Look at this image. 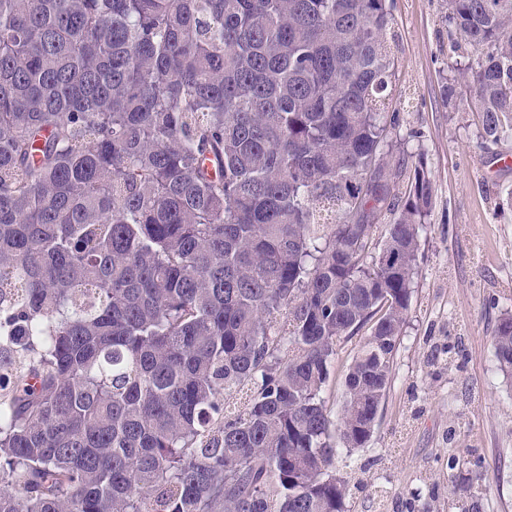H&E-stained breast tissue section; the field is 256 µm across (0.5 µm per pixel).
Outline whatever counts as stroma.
<instances>
[{"label": "stroma", "instance_id": "obj_1", "mask_svg": "<svg viewBox=\"0 0 512 512\" xmlns=\"http://www.w3.org/2000/svg\"><path fill=\"white\" fill-rule=\"evenodd\" d=\"M447 0H393L396 78L394 187L408 195L425 160L433 205L420 238L410 308L392 379L365 447L340 452L348 512H512V377L496 366L493 336L512 301V141L479 147L471 83L453 104Z\"/></svg>", "mask_w": 512, "mask_h": 512}]
</instances>
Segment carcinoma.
<instances>
[{
  "mask_svg": "<svg viewBox=\"0 0 512 512\" xmlns=\"http://www.w3.org/2000/svg\"><path fill=\"white\" fill-rule=\"evenodd\" d=\"M391 17L0 0V512H347L336 443L371 437L433 199L384 163ZM448 24L480 147L512 140V0ZM366 335H368L367 328L362 330L359 335L355 336L351 341L344 343L342 349L338 352V356H336V360L332 364L329 379L322 391V397L333 418H336L341 412L344 396V380L356 351L354 347L360 337Z\"/></svg>",
  "mask_w": 512,
  "mask_h": 512,
  "instance_id": "obj_1",
  "label": "carcinoma"
}]
</instances>
